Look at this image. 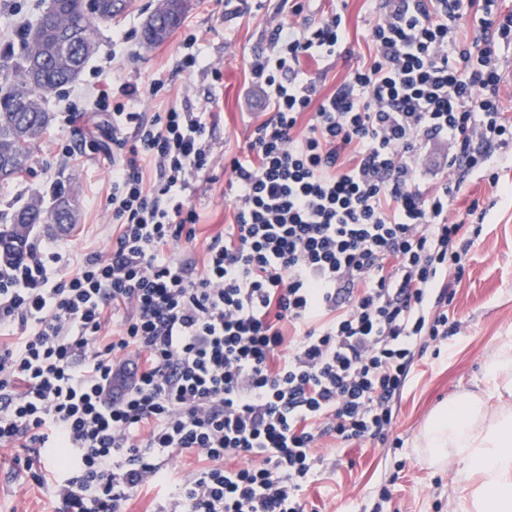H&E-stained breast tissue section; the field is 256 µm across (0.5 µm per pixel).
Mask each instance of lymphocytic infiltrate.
<instances>
[{"label":"lymphocytic infiltrate","instance_id":"1","mask_svg":"<svg viewBox=\"0 0 512 512\" xmlns=\"http://www.w3.org/2000/svg\"><path fill=\"white\" fill-rule=\"evenodd\" d=\"M302 12L290 0L248 61L267 106L226 165L222 234L197 248L204 113L145 116L133 103L164 85L129 79L91 104L112 118L109 248L72 273L39 242L0 265V447L58 512H123L152 487L177 512H304L322 442L387 443L417 358L462 332L447 307L473 240L453 201L512 158V11L377 0L372 54L326 95L301 60L353 56L345 15ZM186 452L200 468L171 479ZM502 82L500 85V96L506 112L512 114V48L503 54Z\"/></svg>","mask_w":512,"mask_h":512}]
</instances>
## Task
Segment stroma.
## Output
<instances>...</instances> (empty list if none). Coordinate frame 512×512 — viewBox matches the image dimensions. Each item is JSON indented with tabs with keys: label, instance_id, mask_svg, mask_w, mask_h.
Listing matches in <instances>:
<instances>
[{
	"label": "stroma",
	"instance_id": "1",
	"mask_svg": "<svg viewBox=\"0 0 512 512\" xmlns=\"http://www.w3.org/2000/svg\"><path fill=\"white\" fill-rule=\"evenodd\" d=\"M48 0H0V42L11 39L17 24H32ZM158 0H132L131 7L112 24L100 26L97 47L79 79L48 95L45 108L53 120L21 177L0 182V211L33 199L52 207V187L62 184L73 196L78 222L71 234L52 236L36 227L32 240L54 245L61 255L59 269L76 267L85 249L106 250L112 219L105 207L112 164L102 153L82 151L83 136L104 126L105 113L89 110L74 124L58 117L68 110L75 93L95 97L112 83L139 79L162 80L164 88L154 101L141 104L144 112L190 106L213 115V153L228 161L248 144L252 113L261 111L264 94L252 80L247 60L269 51L268 30L285 12V0H191L182 23L162 43L145 46L142 27ZM343 9L348 40L354 52L366 49L370 0H308L305 17L317 19ZM197 34L200 55L223 73L221 85L201 72H179L185 35ZM71 147L64 157L62 147ZM500 185L472 177L454 202L466 214L472 202L487 208L479 236L461 262L462 280L455 287L449 314L467 323L463 335L428 346L395 404L393 434L402 445L324 441L320 450L329 466L305 491L306 512H372L373 492L390 486L391 512H456L460 466L452 459L431 465L420 446L423 426L443 404L459 400L483 387L485 370L501 339L512 336V167L500 170ZM193 202L200 214L198 241L223 231L232 211L223 182L200 181ZM14 453L0 450V512H54L50 490L38 488L24 473H13Z\"/></svg>",
	"mask_w": 512,
	"mask_h": 512
}]
</instances>
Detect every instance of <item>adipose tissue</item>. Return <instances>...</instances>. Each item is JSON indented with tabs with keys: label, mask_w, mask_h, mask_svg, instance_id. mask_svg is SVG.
<instances>
[{
	"label": "adipose tissue",
	"mask_w": 512,
	"mask_h": 512,
	"mask_svg": "<svg viewBox=\"0 0 512 512\" xmlns=\"http://www.w3.org/2000/svg\"><path fill=\"white\" fill-rule=\"evenodd\" d=\"M489 396L441 406L421 435L429 462L454 457L464 483L462 512H512V411L490 412V397H512V338H504L489 364Z\"/></svg>",
	"instance_id": "adipose-tissue-1"
}]
</instances>
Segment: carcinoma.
Here are the masks:
<instances>
[{
  "instance_id": "1",
  "label": "carcinoma",
  "mask_w": 512,
  "mask_h": 512,
  "mask_svg": "<svg viewBox=\"0 0 512 512\" xmlns=\"http://www.w3.org/2000/svg\"><path fill=\"white\" fill-rule=\"evenodd\" d=\"M124 0H112L115 10L98 15L89 12L86 0H49L36 25L26 31V48L15 61L16 83L0 97V156L8 163L0 167V181L17 178L26 171L33 149L50 123L44 100L47 95L74 83L96 46L100 25L109 24L122 12ZM190 8V0H161L146 19L142 40L147 46L163 41L178 27ZM45 48L38 87L29 89L24 76L29 70L33 42ZM73 211L46 210L34 199L13 212H0V255L5 261L20 260L31 231L20 224H73Z\"/></svg>"
}]
</instances>
